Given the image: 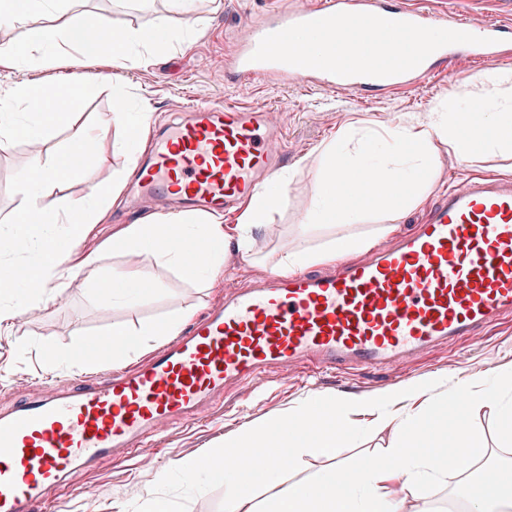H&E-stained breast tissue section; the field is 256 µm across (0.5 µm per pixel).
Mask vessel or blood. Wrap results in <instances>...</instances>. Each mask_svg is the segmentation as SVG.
I'll return each mask as SVG.
<instances>
[{
	"label": "vessel or blood",
	"mask_w": 512,
	"mask_h": 512,
	"mask_svg": "<svg viewBox=\"0 0 512 512\" xmlns=\"http://www.w3.org/2000/svg\"><path fill=\"white\" fill-rule=\"evenodd\" d=\"M409 37L423 49L402 52ZM462 52L483 65L507 58L512 21L431 11L420 0H306L251 22L224 78L242 83L274 73L382 95ZM280 145L271 111L192 105L138 169L134 200L174 192L184 206L228 211L261 187L280 203L273 176L284 159ZM381 184L367 169L342 189L366 195ZM504 319H512V182L467 180L441 196L424 223L360 260L234 284L221 307L144 362L102 383L51 385L1 412L0 512H32L73 473L155 446L162 426L192 421L228 387L259 382L268 366L396 369ZM224 465L281 473L295 459L230 452Z\"/></svg>",
	"instance_id": "obj_1"
}]
</instances>
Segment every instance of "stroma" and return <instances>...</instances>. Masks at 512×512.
I'll list each match as a JSON object with an SVG mask.
<instances>
[{
    "instance_id": "stroma-1",
    "label": "stroma",
    "mask_w": 512,
    "mask_h": 512,
    "mask_svg": "<svg viewBox=\"0 0 512 512\" xmlns=\"http://www.w3.org/2000/svg\"><path fill=\"white\" fill-rule=\"evenodd\" d=\"M220 2L216 9L210 0H199L197 14L209 20L204 36L177 52L155 55L151 67L124 69L123 76L132 107L147 105L152 114L150 136L154 139L171 115L187 111L197 102L219 107H262L276 113L286 149L277 173L285 177L287 191L273 215L270 231L257 237L253 255L245 259L230 256L224 265L223 276L244 279L271 273L293 225L303 219L315 180L312 168L301 163L304 156L348 122L379 128L425 119L434 108L460 98L475 84L483 68L462 56L452 64L460 75L459 82H449L447 73L440 72L410 88L369 99L346 91L286 82L276 76L233 86L224 81V64L232 57L241 33L246 32L248 20L259 18L266 4L289 9L297 6L298 0ZM74 11L105 13L116 25L132 28H176L183 26L186 19L169 0H144L133 9L113 6L112 0H80ZM70 70L93 79L83 109L61 124L41 148L16 141L0 149V236L10 237L14 231L10 223L18 202L13 193L14 183L36 158L47 159L62 152L73 129L83 124L95 126L112 137L118 134L113 122L111 85L100 80V66L78 59ZM511 162L503 156L483 155L468 171L454 166L447 153H440L439 178L434 188L420 207L399 220L400 231L419 223L440 193L470 178L472 172L492 175ZM135 172V166L129 164L121 150L106 163H91L80 177L48 187L45 195L76 209H88L95 203L94 186L115 177L130 183ZM145 265L154 275L156 286L134 305L105 306L81 279L59 275L54 279L58 292L53 300L35 303L32 309L14 317L8 330L0 333V409H9L29 398L46 383L60 381L73 385L94 378L105 379L113 370L108 355L98 356L94 372L80 368L85 336L108 333L117 322L138 330L172 319L188 306L201 315L224 298L223 290H211L183 279L154 259H146ZM55 353L64 355L62 367L53 373L45 372V357ZM502 367H512V320L498 323L462 347H436L424 359L399 371L349 367L312 377L293 373L285 378L277 367L271 366L260 384L228 388L223 398L200 412L193 424L178 423L164 429L151 457L117 462L107 459L90 472L74 474L67 489L70 510L147 512L151 501L163 496L172 501L175 512H224L223 485L211 482L205 472L194 482L184 481L174 467L175 460L199 456L204 449L217 447L225 435L249 423L277 418L319 398L376 399L405 383L442 377L441 385L411 403V410L424 412L433 401L444 398L457 379L469 376L490 383L496 369ZM19 377L26 378V385H16ZM391 441L390 430L365 429L352 439L349 447L341 449L337 459L298 455L294 468L285 471L284 480L293 483L313 479L333 464L348 466L358 458L382 453ZM147 467L153 469L154 478L145 484L141 472Z\"/></svg>"
}]
</instances>
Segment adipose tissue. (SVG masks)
<instances>
[{"label":"adipose tissue","mask_w":512,"mask_h":512,"mask_svg":"<svg viewBox=\"0 0 512 512\" xmlns=\"http://www.w3.org/2000/svg\"><path fill=\"white\" fill-rule=\"evenodd\" d=\"M72 0H0V74L36 65L44 70L64 71V91H49L44 82H16L0 92V145L13 140L34 144L78 111L89 90L90 80L68 73L74 58L111 61L114 71L112 110L121 129L122 140L133 151H140L147 140L150 114L147 108L131 110L126 82L119 73L126 65L147 63L156 51L171 42L168 31L156 27L124 28L100 13L72 16ZM108 36H100L101 28ZM32 106L34 116L21 118L18 107ZM484 104L488 111L484 122L464 124L463 111ZM117 142L88 128L76 129L66 150L42 163L40 175L23 171L17 185L20 201L15 216L21 217L10 242L17 253L36 250L37 259L29 263L32 278L25 292L10 290L0 295V324L20 314L34 295L52 299L56 292L53 277L60 267L89 284L99 280L97 251H83L93 225L103 223L105 209L74 211L65 204L44 200L45 189L72 178V166H84L89 159L109 158ZM464 169L471 168L482 153L512 155V71L491 68L479 77L477 90L465 92L463 102L434 113L424 123H409L387 128H368L357 132L351 127L339 129L332 138L316 147L307 157L315 172V187L303 217V229L321 224H359L366 216L386 212L393 220L419 207L438 177L436 159L439 150ZM357 168H374L385 176L384 188L366 197H343L335 188L344 174ZM275 210L262 192H255L245 203L235 223L224 221L223 214L199 217L190 212L171 216L159 224H128L113 232V250L138 256L135 264L118 270L121 282L112 291V304H130L153 288L155 281L142 264L153 257L176 268L184 279L218 287L215 276L228 250L250 256L256 237L265 232ZM66 225L64 237L48 234L49 226ZM191 242L196 253L205 258L203 265L189 268L182 247ZM365 238L342 234L331 238L320 250L302 246L283 250L275 270L296 272L317 264L344 261L351 253L367 247ZM192 308H185L177 319L155 323L135 332L125 325H115L116 340L110 349L114 365L126 364L130 353L142 347V336L153 340L173 335L179 323L189 321ZM426 384L409 383L385 393L381 401L342 398L324 405H307L278 418L258 422L225 436L221 447L210 449V457L223 456L229 449L256 454L269 450L305 452L336 457L348 438L363 427L391 430L394 442L390 453L403 459L400 471L375 467L367 460L350 466H334L315 479L284 484L281 477L264 469L248 473L223 468L211 470L213 481L224 486L225 512H240L257 488L273 489L258 512H426L425 492L430 483L448 476L435 463L443 449H463L467 462L477 463L486 454L483 438L470 430L467 418L472 411H495L499 435L512 446V368L496 373L494 385L484 386L473 377L457 379L451 394L450 413H381V405H395L425 393ZM369 424H361V417ZM497 479L492 483L467 484L464 494L466 512H512V462L496 465Z\"/></svg>","instance_id":"adipose-tissue-1"}]
</instances>
